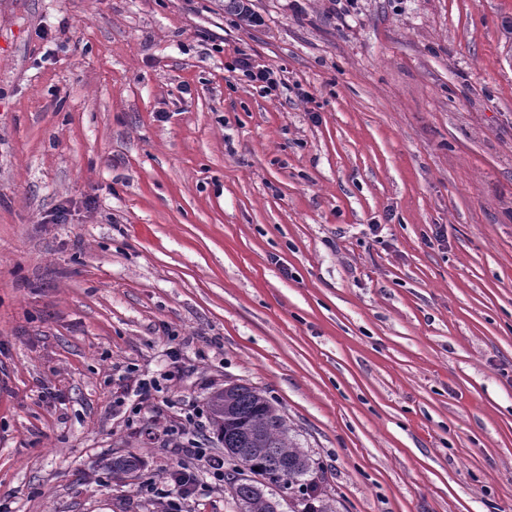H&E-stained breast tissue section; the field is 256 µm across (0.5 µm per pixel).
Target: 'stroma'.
Returning <instances> with one entry per match:
<instances>
[{
    "instance_id": "obj_1",
    "label": "stroma",
    "mask_w": 512,
    "mask_h": 512,
    "mask_svg": "<svg viewBox=\"0 0 512 512\" xmlns=\"http://www.w3.org/2000/svg\"><path fill=\"white\" fill-rule=\"evenodd\" d=\"M252 7L0 0V502L155 512L234 382L329 512H512V0ZM237 56L230 67L235 72L240 71L249 82L258 84V87L267 95L276 92L281 84V78L278 79L276 73L270 67L261 64L251 54L236 50Z\"/></svg>"
}]
</instances>
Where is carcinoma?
Returning a JSON list of instances; mask_svg holds the SVG:
<instances>
[{"label":"carcinoma","mask_w":512,"mask_h":512,"mask_svg":"<svg viewBox=\"0 0 512 512\" xmlns=\"http://www.w3.org/2000/svg\"><path fill=\"white\" fill-rule=\"evenodd\" d=\"M208 409L223 444L252 449L250 461L259 466L257 475L290 488L303 484L305 491L316 492V462L290 441L285 419L261 392L243 384L228 394L217 391L210 396ZM235 494L247 512H277V505L252 482L236 484Z\"/></svg>","instance_id":"1"}]
</instances>
